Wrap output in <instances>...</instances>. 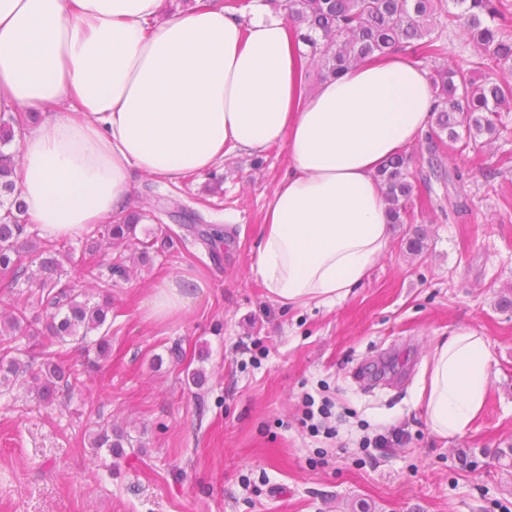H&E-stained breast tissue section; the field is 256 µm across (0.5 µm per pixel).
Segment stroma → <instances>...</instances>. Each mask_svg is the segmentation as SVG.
I'll return each instance as SVG.
<instances>
[{"label": "stroma", "mask_w": 512, "mask_h": 512, "mask_svg": "<svg viewBox=\"0 0 512 512\" xmlns=\"http://www.w3.org/2000/svg\"><path fill=\"white\" fill-rule=\"evenodd\" d=\"M507 134H482L449 157L447 183L415 181L411 224L360 288L332 307L283 308L252 272L264 207L287 170L285 145L229 155L215 173L133 185L131 205L179 198L216 232L213 246L178 229L149 260L129 261L112 290V350L91 378L48 405L32 379L41 351L71 371L86 351L44 333L27 288L0 271V311L26 307L34 337L0 330V348L31 376L0 386V512H512V112ZM420 233L424 250L407 252ZM88 229L67 238L62 266L91 291L85 266L106 270L125 245ZM206 290L182 316L145 321L139 304L166 277ZM486 336L491 381L470 429L428 430L414 393L435 337L452 327ZM200 370L203 387L187 380ZM328 403L326 428L303 422ZM105 422L132 443L92 450ZM405 432L378 448L377 434Z\"/></svg>", "instance_id": "stroma-1"}]
</instances>
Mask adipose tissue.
<instances>
[{
    "label": "adipose tissue",
    "mask_w": 512,
    "mask_h": 512,
    "mask_svg": "<svg viewBox=\"0 0 512 512\" xmlns=\"http://www.w3.org/2000/svg\"><path fill=\"white\" fill-rule=\"evenodd\" d=\"M0 0V112L27 115L17 189L56 238L125 213L137 174L174 181L282 143L290 164L262 215L253 270L282 306L347 300L391 245L377 173L424 134L427 72L403 53L309 85L285 20L243 23L224 0ZM206 285L159 281L143 317L185 313ZM488 340L437 337L416 403L436 437L466 432L490 386Z\"/></svg>",
    "instance_id": "1"
}]
</instances>
